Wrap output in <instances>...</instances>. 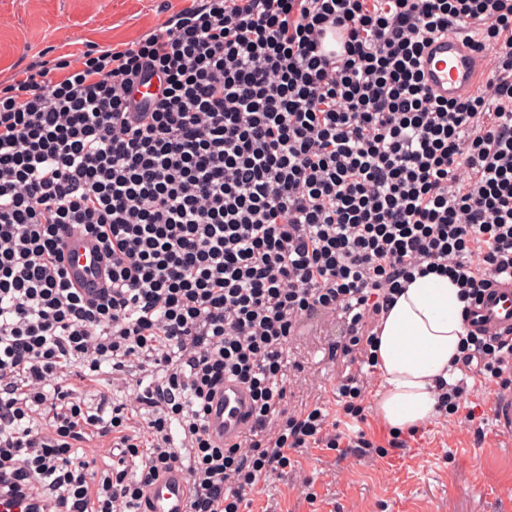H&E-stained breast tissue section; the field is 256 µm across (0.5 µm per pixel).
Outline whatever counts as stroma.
I'll return each mask as SVG.
<instances>
[{
	"label": "stroma",
	"mask_w": 512,
	"mask_h": 512,
	"mask_svg": "<svg viewBox=\"0 0 512 512\" xmlns=\"http://www.w3.org/2000/svg\"><path fill=\"white\" fill-rule=\"evenodd\" d=\"M184 0H0V81L39 52L76 53L88 45L122 49L157 28ZM337 316L305 321L288 345V414L319 406L331 433L365 431L386 445L390 428L377 413L380 373H363L366 419H345L336 388L345 371L331 358L340 340ZM466 406L473 420L433 416L423 433L387 456L339 457L309 448L295 467L263 479L249 512H512V432L499 427L492 396L497 382L470 375Z\"/></svg>",
	"instance_id": "1"
}]
</instances>
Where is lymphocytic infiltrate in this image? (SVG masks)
Listing matches in <instances>:
<instances>
[{"label": "lymphocytic infiltrate", "mask_w": 512, "mask_h": 512, "mask_svg": "<svg viewBox=\"0 0 512 512\" xmlns=\"http://www.w3.org/2000/svg\"><path fill=\"white\" fill-rule=\"evenodd\" d=\"M451 32L493 46L490 96L426 85ZM69 231L112 261L96 298L67 278ZM430 273L471 305L512 278V0H188L124 49L20 69L0 84V491L140 512L177 462L189 512H242L303 449L344 446L320 407L284 408L301 320L337 314L343 362L376 366L382 315ZM454 365L512 389L511 343L467 333ZM228 378L252 421L221 446ZM251 398L246 389L236 383L224 381L214 399L207 419L211 438L231 445L250 422Z\"/></svg>", "instance_id": "1"}]
</instances>
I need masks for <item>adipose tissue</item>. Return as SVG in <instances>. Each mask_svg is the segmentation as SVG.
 <instances>
[{"label": "adipose tissue", "instance_id": "obj_1", "mask_svg": "<svg viewBox=\"0 0 512 512\" xmlns=\"http://www.w3.org/2000/svg\"><path fill=\"white\" fill-rule=\"evenodd\" d=\"M458 287L434 273L415 278L385 312L378 328L386 423L406 430L435 413V386L447 380L464 336Z\"/></svg>", "mask_w": 512, "mask_h": 512}]
</instances>
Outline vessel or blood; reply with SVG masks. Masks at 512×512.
Returning a JSON list of instances; mask_svg holds the SVG:
<instances>
[{
    "label": "vessel or blood",
    "instance_id": "b4317fda",
    "mask_svg": "<svg viewBox=\"0 0 512 512\" xmlns=\"http://www.w3.org/2000/svg\"><path fill=\"white\" fill-rule=\"evenodd\" d=\"M421 68L431 90L454 99L475 87L489 73L487 51L473 49L466 39L448 35L431 43ZM63 263L73 284L87 295L106 287L107 260L95 240L72 234L62 247ZM476 335L490 337L512 331V278L501 279L473 306L466 322ZM251 398L236 383H225L214 399L207 419L211 438L221 444L236 442L250 422ZM190 486L180 465H172L147 493V512H187Z\"/></svg>",
    "mask_w": 512,
    "mask_h": 512
}]
</instances>
